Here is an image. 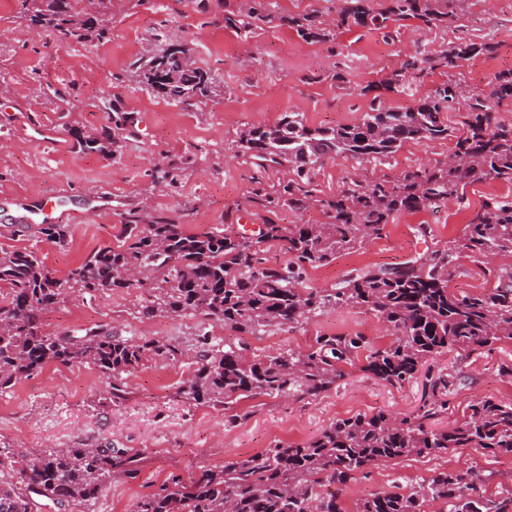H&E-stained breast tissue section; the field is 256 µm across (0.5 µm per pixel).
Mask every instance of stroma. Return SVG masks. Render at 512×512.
<instances>
[{"label":"stroma","mask_w":512,"mask_h":512,"mask_svg":"<svg viewBox=\"0 0 512 512\" xmlns=\"http://www.w3.org/2000/svg\"><path fill=\"white\" fill-rule=\"evenodd\" d=\"M113 0L110 41L88 47H57L51 31L27 28L17 17V0H0V248H26L44 260L53 276L64 277L75 258L103 244H117L122 215L131 209L160 211L195 233L227 226L257 237L265 213L248 198L257 188L286 181L288 171L260 169L238 156L241 130L271 125L286 112L303 113L313 127L348 124L371 101L361 90L377 84L385 71L406 55L426 47L440 51L463 37L488 44L489 52L462 61L454 71L440 68L412 79L405 92L383 93L400 108L418 104L449 76L474 92H489L494 76L512 70V0H466L457 31L417 29L407 21L399 32L353 27L326 42H307L286 19L319 10L336 16V0H277V21L241 38L224 25L225 4L238 0H144L127 8ZM179 40L191 45L197 64L220 78L213 101L203 110L186 112L135 84L130 63L147 44L164 47ZM110 94L115 108L134 112L135 139L116 158L75 151L68 127L105 122L97 103ZM454 139L407 143L381 163H361L347 155L327 160L317 172L319 198L332 197L350 180H394L404 172L447 158ZM184 161L177 187L158 189L154 168ZM512 195V185L499 181L471 184L463 205L438 210L397 213L382 238L365 250L344 253L325 266L309 270L306 284L328 288L351 270L366 265L394 267L446 248L460 237L471 216L489 195ZM111 197V208L101 206ZM45 203L61 223L69 225L72 242L59 248L38 231L37 222H21L25 207ZM428 234H421L420 225ZM512 266V255L490 259L460 256L451 288L474 293L493 287L490 271ZM137 289L112 291L92 299L72 297L45 317L47 331L82 336L111 324L137 342L170 337L190 341L203 326L199 317L154 319L137 313ZM368 336L383 346L391 337L371 315L357 308L329 311L292 329L241 334L213 325L219 343H247L251 352L275 354L307 351L323 334ZM512 363V340L474 352L438 356L434 368L457 378L448 410L432 421L444 429L462 421L468 405L484 397L512 402V376L500 366ZM192 371L190 359L175 364L150 363L128 378L131 394L115 405L101 400L96 370L85 366H49L15 387L0 391V446L16 453L45 448L115 447L147 454L136 478L112 481L89 506L68 512H131L141 497L154 492L170 476L190 481L201 468H219L274 442L300 443L339 418L378 411L409 414L424 399L422 380L387 386L360 368H352L340 385L316 398L256 396L234 406L243 419L224 424V410L192 406L175 392ZM477 471L480 496L512 488V454L492 456L479 448L448 454L410 457L358 477L339 497L345 508L357 499L389 488L410 485L442 469Z\"/></svg>","instance_id":"stroma-1"}]
</instances>
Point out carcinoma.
<instances>
[{
	"instance_id": "carcinoma-1",
	"label": "carcinoma",
	"mask_w": 512,
	"mask_h": 512,
	"mask_svg": "<svg viewBox=\"0 0 512 512\" xmlns=\"http://www.w3.org/2000/svg\"><path fill=\"white\" fill-rule=\"evenodd\" d=\"M337 0L328 22L317 10L288 17L305 41H327L342 27L388 30L414 20L424 31L455 29L461 0ZM274 4L243 0L224 13V26L249 37L271 23ZM20 19L29 28H48L58 46L110 40L112 0H19ZM490 50L462 40L434 54L416 52L389 69L373 88L402 92L409 80ZM137 83L185 111H198L216 95L217 79L196 65L193 48L147 50L131 63ZM512 101V70L495 75L489 94L472 93L453 75L412 108H394L375 96L354 123L312 128L301 112H286L273 125L240 132L237 154L260 168L286 167L291 178L272 191L257 188L249 202L274 214L287 207L302 213L318 204L321 224H277L266 219L256 239L223 230L191 233L162 214L130 210L119 244L101 245L77 258L63 278L47 270L27 249H0V285L9 288L0 308V390L49 365L87 366L102 378L113 404L127 399V379L148 363H177L185 356L176 338L133 342L100 325L83 337L50 334L44 316L72 294L84 299L118 289L141 290L144 318L195 317L222 323L240 333L294 328L328 310L359 308L386 327L393 339L377 346L360 334H323L305 352L256 355L244 344L220 346L206 330L193 338L190 377L176 395L192 405L226 410L243 398L266 395L316 398L339 385L346 369L361 370L390 386L413 379L427 361L455 349L474 351L512 340V267L494 270L495 285L459 294L448 288L455 256L489 258L512 254V196L490 197L448 248L396 267L364 266L329 288H305L308 269L341 253H354L382 235L394 216L463 202L465 188L480 181L512 183V121L500 104ZM464 103L465 116L450 160L405 172L396 180L350 181L335 196L320 200L314 177L324 161L347 154L359 162H383L409 141L448 138L447 112ZM101 128L71 126L75 148L113 159L137 134L132 112L112 108ZM40 233L60 248L69 246L67 224H43ZM276 246L270 260L262 244ZM430 396L412 414L379 411L332 422L303 443L279 442L246 458L203 469L190 483L173 476L140 498L131 512H345L338 491L360 474L408 457L482 448L512 453V402L481 399L461 422L446 430L428 421L448 411L451 374L426 375ZM140 453L114 448H47L18 456L0 448V512H43L88 505L113 479L134 478ZM478 474L443 469L415 486L394 484L361 498L353 512H420L430 500L442 512H512V491L474 498ZM336 491H329V487Z\"/></svg>"
}]
</instances>
